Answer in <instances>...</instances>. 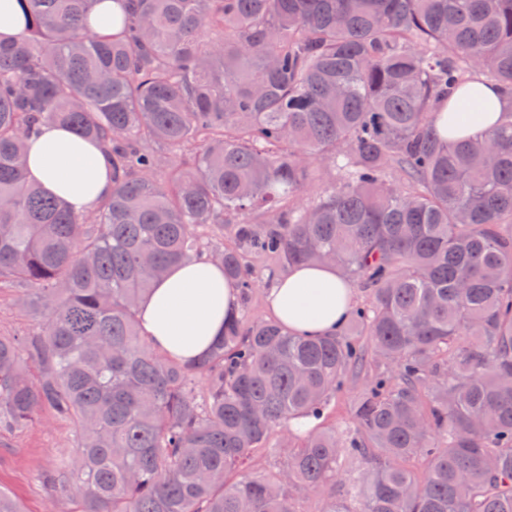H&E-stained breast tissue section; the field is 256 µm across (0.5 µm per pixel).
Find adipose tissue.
Instances as JSON below:
<instances>
[{
    "label": "adipose tissue",
    "instance_id": "adipose-tissue-1",
    "mask_svg": "<svg viewBox=\"0 0 512 512\" xmlns=\"http://www.w3.org/2000/svg\"><path fill=\"white\" fill-rule=\"evenodd\" d=\"M482 107L472 121L441 117L438 126L450 137H473L495 124L506 106L489 85L468 83L455 94ZM26 177L62 198L82 214L112 193V175L103 148L64 127H46L30 139ZM354 290L330 266H296L267 295L273 317L296 333L335 334ZM239 311V290L225 279L222 266L207 257L192 258L158 281L138 308L140 325L152 344L182 362L203 359Z\"/></svg>",
    "mask_w": 512,
    "mask_h": 512
}]
</instances>
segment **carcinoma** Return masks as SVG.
<instances>
[{"label": "carcinoma", "mask_w": 512, "mask_h": 512, "mask_svg": "<svg viewBox=\"0 0 512 512\" xmlns=\"http://www.w3.org/2000/svg\"><path fill=\"white\" fill-rule=\"evenodd\" d=\"M113 2L97 35L100 0H17L0 43V284L35 321L0 336V427L72 425L43 480L77 512H299L289 487L334 481L321 512H512V108L475 139L435 124L473 71L512 104V0ZM56 125L111 161L82 215L24 174ZM202 254L244 301L252 254L367 298L325 337L243 311L178 362L138 302ZM274 435L283 465L244 473ZM16 0H0V41L9 43L23 32ZM116 12H118V8L115 3H112V0H103L97 6L96 12L91 19V30L102 35L112 34V26L106 17L112 16ZM362 378L363 373L358 379L350 381L343 392L336 395V399L330 405V412L325 421V426L331 427L336 424L337 428L348 419L355 393L360 388Z\"/></svg>", "instance_id": "carcinoma-1"}]
</instances>
